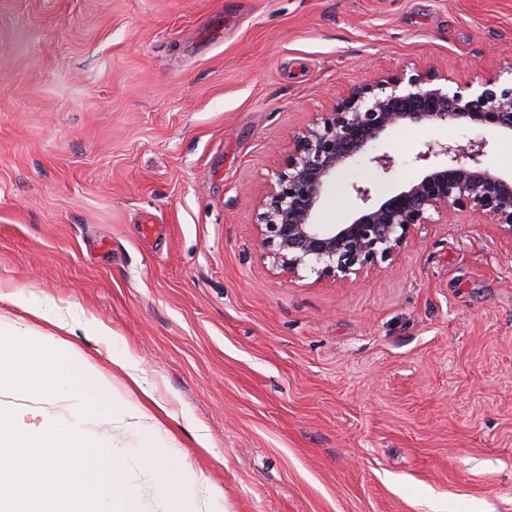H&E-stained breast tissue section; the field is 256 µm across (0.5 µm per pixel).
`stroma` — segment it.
Listing matches in <instances>:
<instances>
[{
  "instance_id": "1",
  "label": "stroma",
  "mask_w": 512,
  "mask_h": 512,
  "mask_svg": "<svg viewBox=\"0 0 512 512\" xmlns=\"http://www.w3.org/2000/svg\"><path fill=\"white\" fill-rule=\"evenodd\" d=\"M428 71L512 85V0H0V336L54 333L42 308L115 394L137 375L154 464L208 512H512V239L458 213L347 282L257 248L294 135L349 85ZM477 139L511 176L510 135L401 126L376 144L394 169L355 157L317 223ZM26 405L21 427L125 449L136 512H168L136 430Z\"/></svg>"
}]
</instances>
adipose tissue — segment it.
<instances>
[{"label":"adipose tissue","instance_id":"adipose-tissue-1","mask_svg":"<svg viewBox=\"0 0 512 512\" xmlns=\"http://www.w3.org/2000/svg\"><path fill=\"white\" fill-rule=\"evenodd\" d=\"M2 384L14 392L46 399L73 392L82 398L81 414L96 415L108 409L115 417L135 419L142 432L153 428L149 413L132 401L116 398L111 383L61 340L51 343L46 337L21 329L1 338Z\"/></svg>","mask_w":512,"mask_h":512}]
</instances>
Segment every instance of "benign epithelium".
<instances>
[{
	"label": "benign epithelium",
	"mask_w": 512,
	"mask_h": 512,
	"mask_svg": "<svg viewBox=\"0 0 512 512\" xmlns=\"http://www.w3.org/2000/svg\"><path fill=\"white\" fill-rule=\"evenodd\" d=\"M432 73H386L344 88L329 109L292 141L260 201L258 248L282 273L306 270L348 281L393 259L425 224L448 223V210L481 215L512 239V177L483 167L486 141L429 142L414 161L423 174L381 202L353 185L359 211L347 224L314 222L324 185L347 160L391 129L454 121L512 135V87L490 75L465 96L435 84Z\"/></svg>",
	"instance_id": "1"
}]
</instances>
